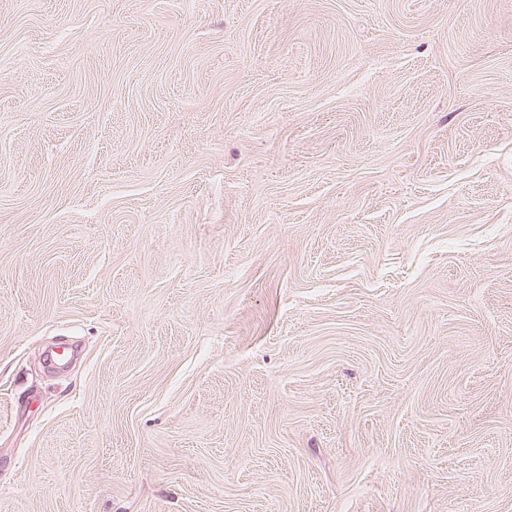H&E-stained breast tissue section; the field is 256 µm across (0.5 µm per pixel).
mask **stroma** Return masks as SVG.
Returning <instances> with one entry per match:
<instances>
[{
    "mask_svg": "<svg viewBox=\"0 0 512 512\" xmlns=\"http://www.w3.org/2000/svg\"><path fill=\"white\" fill-rule=\"evenodd\" d=\"M0 512H512V0H0Z\"/></svg>",
    "mask_w": 512,
    "mask_h": 512,
    "instance_id": "obj_1",
    "label": "stroma"
}]
</instances>
